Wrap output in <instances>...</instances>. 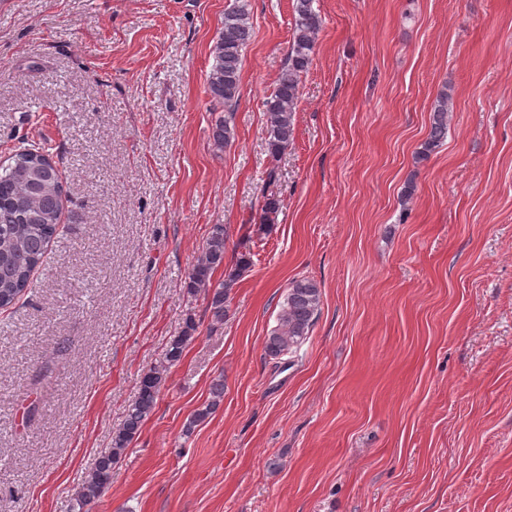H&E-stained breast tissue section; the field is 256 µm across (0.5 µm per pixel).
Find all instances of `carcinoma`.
<instances>
[{"label": "carcinoma", "instance_id": "carcinoma-1", "mask_svg": "<svg viewBox=\"0 0 512 512\" xmlns=\"http://www.w3.org/2000/svg\"><path fill=\"white\" fill-rule=\"evenodd\" d=\"M314 2L294 0L295 24L287 63L265 100L268 148L274 156L285 150L293 139L302 77L312 64L315 42L322 27V18L315 11ZM251 37L252 26L246 4L237 3L226 9L207 78L208 94L212 101L223 105L227 113V118L215 124L212 131L213 144L218 150L224 149L234 138L230 116L240 99L242 52ZM452 107L451 94L446 89L441 91L432 108L428 136L415 151L416 162L427 160L443 144ZM64 200L60 175L48 162L43 147L30 145L20 149L8 164L0 166V308L12 305L31 288L32 274L42 262L60 224ZM281 206L278 197L263 196L258 230H265ZM227 236L224 225L212 226L202 258L193 265L184 281L187 293L207 295L212 316L218 322L224 320L226 303L234 285L252 264L250 255L241 253L235 263L225 269L224 279L213 280L214 271L224 265ZM320 304L321 291L313 280L292 281L277 325L265 337V353L278 359L295 352L307 339ZM196 331L195 319L187 317L181 333L168 342L163 360L142 376L122 426L112 434L111 447L102 452L95 467L74 493L71 512H89V506L112 483V465L122 457L143 422L154 412L169 368L180 361ZM223 400L224 381L219 380L212 387L208 403L188 420L186 433H191L198 423L208 418Z\"/></svg>", "mask_w": 512, "mask_h": 512}]
</instances>
